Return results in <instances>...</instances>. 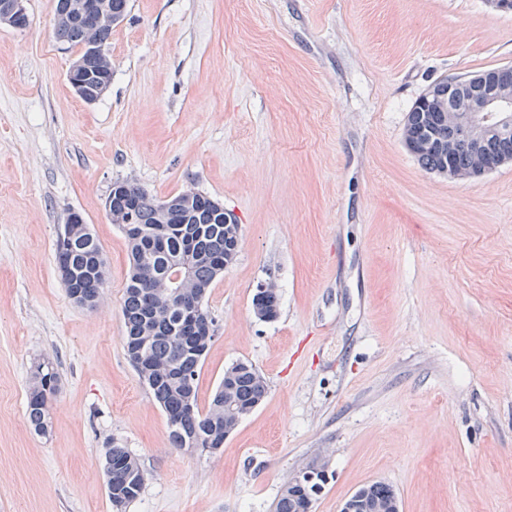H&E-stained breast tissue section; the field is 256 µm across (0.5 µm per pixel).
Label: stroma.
Wrapping results in <instances>:
<instances>
[{"label":"stroma","mask_w":512,"mask_h":512,"mask_svg":"<svg viewBox=\"0 0 512 512\" xmlns=\"http://www.w3.org/2000/svg\"><path fill=\"white\" fill-rule=\"evenodd\" d=\"M0 24V512H114L105 455L144 473L125 512H271L330 456L314 512L375 481L400 512H512V162L477 178L421 168L407 113L436 81L512 63V12L486 0H127L112 80L83 102L53 0ZM127 181L186 188L240 225L204 305L200 406L233 362L263 402L217 453L169 447L123 347L128 242L105 201ZM81 212L104 300L74 303L57 233ZM274 283L280 315L252 311ZM60 389L52 432L25 420L35 362Z\"/></svg>","instance_id":"obj_1"}]
</instances>
